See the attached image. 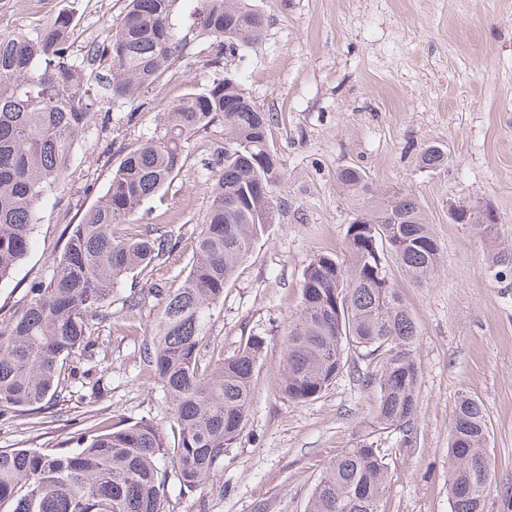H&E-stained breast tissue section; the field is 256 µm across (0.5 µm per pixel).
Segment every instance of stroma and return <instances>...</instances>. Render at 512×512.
Listing matches in <instances>:
<instances>
[{"mask_svg":"<svg viewBox=\"0 0 512 512\" xmlns=\"http://www.w3.org/2000/svg\"><path fill=\"white\" fill-rule=\"evenodd\" d=\"M265 18L261 38L221 54L201 35V0H176L170 21L188 52L155 83L139 109L117 103L76 141L73 176L47 199L34 244L0 281V321L30 288L48 281L65 246L63 230L107 189L127 148L158 128L171 105L215 74L235 77L276 120L268 130L283 176L274 186L279 219L224 290L210 331L211 355L228 356L251 334L265 338L255 398L237 443L213 478L193 491L177 479L166 512H305L327 465L363 440L387 451L382 512H450L448 434L461 397L478 400L495 473L489 512H512V280L500 276L494 243L512 244V0H247ZM128 0H0V24L23 30L57 14L74 18V51L103 41L124 21ZM222 56L221 68L211 61ZM441 147L445 169L420 165ZM224 128L202 130L162 198L142 207L127 233L164 223L179 235L167 266L129 275L112 291V317L95 333L101 352L76 356L57 395L39 410L0 419V448H57L94 425L141 419L172 424V405L145 365L164 298L178 287L211 201ZM363 169L374 184L412 192L441 250V272L419 287L397 265L389 276L417 329L419 403L407 423L376 421L377 361L346 347L349 368L317 399L288 400L278 382L303 272L320 253L343 255L354 213L336 180ZM490 204L493 239L448 221L449 202ZM136 307H129V300Z\"/></svg>","mask_w":512,"mask_h":512,"instance_id":"stroma-1","label":"stroma"}]
</instances>
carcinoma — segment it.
Here are the masks:
<instances>
[{
    "mask_svg": "<svg viewBox=\"0 0 512 512\" xmlns=\"http://www.w3.org/2000/svg\"><path fill=\"white\" fill-rule=\"evenodd\" d=\"M175 0H128L123 24L74 55L73 16L28 30L0 26V280L32 245L41 201L64 191L75 139L102 103L143 106L160 75L188 48L169 16ZM264 16L241 0H204L202 33L224 51L258 40ZM97 65L101 72L88 73ZM239 82L215 78L164 114L159 134L129 149L105 193L66 227L52 277L29 290L20 313L0 326V417L36 410L54 397L66 361L93 359L94 320L109 316L112 287L127 275L165 264L177 252L172 232H117L180 172L190 140L224 125L222 169L195 238L190 271L168 292L146 361L173 404L172 435L148 420L79 433L71 448L0 449V512H164L169 473L180 489L207 482L242 431L254 399L265 339L246 338L231 356L202 366L214 309L240 262L275 223L272 187L281 163L267 137L274 115L242 100ZM422 167L448 156L433 146ZM336 179L361 223L348 225L344 262L314 257L303 273L301 307L288 331L280 390L293 401L317 399L347 370L343 342L381 360L380 425L409 422L417 411L420 370L415 323L388 273L392 259L423 286L438 272L440 246L419 200L382 190L358 167ZM466 225L487 236L493 225L471 207ZM482 404L458 400L448 437L450 512H486L493 491L484 450ZM388 472L384 449L366 440L336 456L315 484L308 512H382Z\"/></svg>",
    "mask_w": 512,
    "mask_h": 512,
    "instance_id": "obj_1",
    "label": "carcinoma"
}]
</instances>
